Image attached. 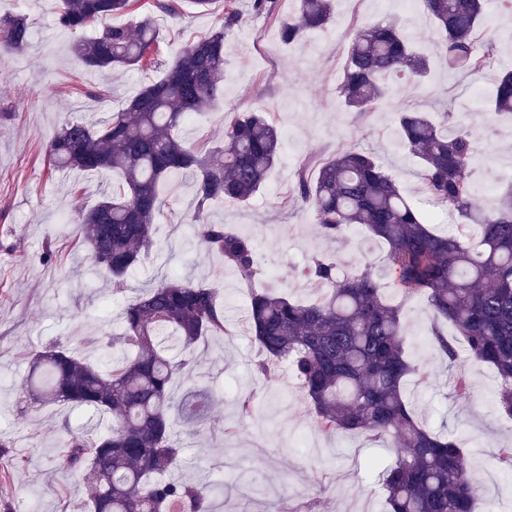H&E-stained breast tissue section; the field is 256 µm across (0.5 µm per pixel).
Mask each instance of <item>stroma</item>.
<instances>
[{
	"mask_svg": "<svg viewBox=\"0 0 512 512\" xmlns=\"http://www.w3.org/2000/svg\"><path fill=\"white\" fill-rule=\"evenodd\" d=\"M251 4L215 0L210 11L200 12L184 0L182 20L160 14L156 21L163 37L160 57L169 62L187 41L216 29L225 8L246 18L225 38L221 100L192 117L181 135L194 144H218L227 114L246 108L270 113L281 129L284 150L261 190L249 202L211 207L212 221L255 239L261 283L308 300L319 289L317 281L302 275L311 255L330 256L344 273L384 264V248L367 234L354 230L344 239L325 240L310 211L295 206L288 186L310 156L322 159L343 148L365 147L434 224L445 229L455 223L445 207L426 197L418 159L400 147L397 110L459 113L477 148L470 173L475 203L482 208L497 203L501 183L512 181V122L488 120L485 99L471 97L476 85L491 92L494 73L466 76L437 65L425 91L394 86L391 99L365 116L345 111L336 94L351 24L397 18L410 39L437 54L438 31L415 0H336L327 29L288 45L280 39L278 22L292 14L294 0H277L274 19L254 13ZM15 13L27 15L33 36L24 52L0 48V436L13 442L0 455V512H28L33 496L38 512H82L84 507L79 478L59 469L58 458L67 429L89 423L90 414L30 402L21 385L31 354L53 341L77 346L103 329L118 334L127 301L170 275L219 289L229 329L223 339L193 348L199 359L193 380L215 397L210 427L180 436L179 477L222 485L217 512H279L283 504L288 512H385L381 471L393 456L392 438L318 431L290 371L259 369L261 356L245 323L243 284L220 256L189 242L185 223L195 207L194 172L163 181V215L155 231L159 248L128 274L125 292H108L106 273L88 274L70 212L71 192L81 187L91 207L111 190L113 179L53 170L48 141L68 119L123 108L157 74L129 69L105 77L84 70L70 55L71 34L56 23L54 0H0L1 16ZM485 14L501 67L512 68V14L501 11L497 0H486ZM100 86L107 89L103 102L90 95ZM48 249L57 262L46 266L41 256ZM403 316L409 355L430 374L427 387L409 392L419 415L433 429L461 439L478 487L477 512L489 504L496 512H512V467L499 460L501 448L512 445V424L496 412L494 372L459 357L472 393L455 399L454 371L432 343L433 319L424 301L405 299ZM244 395L253 396L256 407L242 421L237 401Z\"/></svg>",
	"mask_w": 512,
	"mask_h": 512,
	"instance_id": "obj_1",
	"label": "stroma"
}]
</instances>
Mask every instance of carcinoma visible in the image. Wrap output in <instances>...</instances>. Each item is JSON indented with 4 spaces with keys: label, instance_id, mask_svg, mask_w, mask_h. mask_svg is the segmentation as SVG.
I'll use <instances>...</instances> for the list:
<instances>
[{
    "label": "carcinoma",
    "instance_id": "carcinoma-1",
    "mask_svg": "<svg viewBox=\"0 0 512 512\" xmlns=\"http://www.w3.org/2000/svg\"><path fill=\"white\" fill-rule=\"evenodd\" d=\"M136 2L56 0L58 24L74 35L72 52L86 70L161 66L153 11L175 18L182 0H152L133 24L110 23L131 13ZM421 3L442 35L448 70L495 72L490 111L511 116L512 70L498 67L493 41L475 37L485 19L484 0ZM332 21L330 0H295L281 38L300 42ZM244 24L237 10L225 9L218 29L189 41L126 107L90 121L69 120L51 138L55 170L120 178L91 208L73 196L91 267L111 275L112 292L124 291L127 274L154 245L159 184L196 171L192 241L223 257L245 286L247 328L264 356L260 370L289 367L319 430L393 438L395 458L382 471L388 512H474L476 486L461 440L432 429L406 395L409 378L424 387L429 373L408 356L402 307L384 290L392 284L406 298H424L435 320L455 326L468 359L494 370L498 412L512 420V185L504 187L495 209L477 207L466 175L476 160L475 145L461 117L448 111L434 121L403 109L397 113L400 144L420 160L424 192L455 214L457 224L435 231L372 152L343 149L300 168L289 195L312 213L323 238L337 241L359 226L383 243V273L341 275L337 264L313 256L303 276L318 281L321 292L308 303L258 284L254 240L214 223L210 208L247 202L260 190L283 150L279 130L267 113L241 110L224 121V142L217 147L192 146L181 136L183 123L210 109L222 93L224 40ZM93 26L98 33L84 37ZM31 37L25 15L0 17V41L7 48L21 53ZM430 75V58L397 22L355 24L336 94L347 111L366 115L389 98L390 80L422 90ZM120 325L124 348L100 344L95 359L62 343L32 355L24 382L30 400L89 409L107 420L103 432L70 433L59 465L83 473L88 512H213L214 488L171 476L182 454L174 419L202 431L211 395L190 389L176 403L170 389L176 378L193 375L197 342L227 334L224 300L208 285L169 277L129 301ZM433 339L455 364L454 344L437 329ZM452 387L455 397L469 396L464 370Z\"/></svg>",
    "mask_w": 512,
    "mask_h": 512
}]
</instances>
